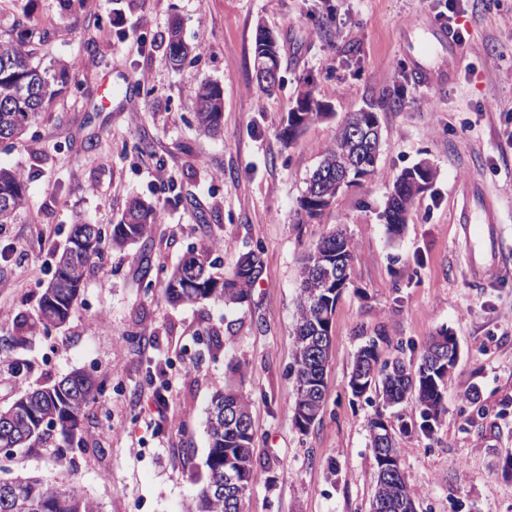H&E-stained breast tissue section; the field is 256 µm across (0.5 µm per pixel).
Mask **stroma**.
I'll use <instances>...</instances> for the list:
<instances>
[{
  "label": "stroma",
  "mask_w": 512,
  "mask_h": 512,
  "mask_svg": "<svg viewBox=\"0 0 512 512\" xmlns=\"http://www.w3.org/2000/svg\"><path fill=\"white\" fill-rule=\"evenodd\" d=\"M464 59L451 80L424 86L418 61L440 68L448 46L431 41L434 0H0V32L13 22L50 32L34 62L68 65L72 83L21 137L0 139V166L20 173L27 201L0 226V408L75 370L104 390L84 412L85 445L55 458L49 448L0 453V480L49 476L75 486L101 512H182L205 480L206 417L218 389L249 397L258 455L272 467L247 493L245 512H368L375 464L367 421L413 419L411 404L384 406L349 386L362 334L389 339L382 356L417 371L422 346L440 330L459 360L432 436L399 433L402 467L419 512H512V0H457ZM179 23L197 57L174 67L167 32ZM272 31L281 56L279 88L259 89L253 44ZM112 80L102 104L99 82ZM221 85L223 131L194 120V89ZM326 105L293 141L281 130L298 92ZM377 113L376 172L341 191L322 215L299 223L306 182L340 125ZM428 162L434 178L399 233L382 213L405 169ZM475 182L494 202L487 240H463L462 188ZM163 201L164 218L145 240L106 252L91 266L61 329H33L55 254L77 220L111 228L132 198ZM343 229L355 245L352 280L331 319L322 419L295 426L288 367L303 255ZM212 245L228 277L242 253L263 270L243 305L175 306L166 274L189 247ZM103 323H95L96 313ZM218 333L219 344L208 341ZM168 382L159 432L147 426L152 388ZM478 391L485 415L466 396Z\"/></svg>",
  "instance_id": "1"
}]
</instances>
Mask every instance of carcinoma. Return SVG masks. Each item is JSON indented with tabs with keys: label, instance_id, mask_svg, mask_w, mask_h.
I'll return each instance as SVG.
<instances>
[{
	"label": "carcinoma",
	"instance_id": "carcinoma-1",
	"mask_svg": "<svg viewBox=\"0 0 512 512\" xmlns=\"http://www.w3.org/2000/svg\"><path fill=\"white\" fill-rule=\"evenodd\" d=\"M48 31L35 26L21 27L16 34L0 37V139H11L25 133L39 112L60 96L69 84L67 66L40 67L31 62L30 44L44 42ZM167 50L173 64L180 66L195 51L181 37L174 24L168 31ZM195 117L204 131L218 135L223 127V88L212 82L195 88ZM418 172L404 171L394 183L386 202L384 217L393 231L407 219L417 192L413 179ZM27 184L12 170L0 168V224L7 223L26 201ZM160 208L141 199L132 200L122 221L105 233L96 224L80 222L73 225L67 246L59 254L54 279L43 289L39 313L29 328L40 327L48 332L64 325L70 317L89 267L102 259L107 247H122L144 238L149 228L158 223ZM344 232L336 231L322 238L306 252L303 259L298 313L294 324L295 352L290 366L294 377L295 399L292 411L298 412L303 392H308L321 420L328 399L325 373L329 355L322 352L318 342L324 331L321 315L335 309L338 295L326 286L322 266L336 262L354 263L355 247L348 243L340 251L337 240ZM262 262L255 252L242 255L233 275L218 277L214 273L216 260L208 246L193 248L168 276L165 295L168 302L195 304L204 301L222 302L226 306L241 305L248 300L261 271ZM433 336L426 344L415 378H402L398 373L405 366L400 358L381 360L380 344L387 342L382 335L367 336L356 351L352 372L361 365L374 362L375 380L381 386L383 400L390 405L410 401L418 411L419 431L429 436L433 424L443 410V390L449 377L439 367L427 366L437 351ZM98 388L92 375L75 371L54 384L35 389L19 397L10 407L0 410V449L34 448L48 445L52 432L57 431L63 445L56 447L62 454L84 443L82 419L84 411L95 398ZM236 404L245 415V423L224 422V405ZM381 416L368 421L369 446L376 466V486L370 500V512H409L416 492L407 483L401 463V450L381 454L374 437V428ZM209 452L206 459L207 479L186 503L184 512H243L242 502L224 492V466L234 464L238 482L250 487L266 463L257 459L254 447L255 430L250 413V401L242 390L227 387L216 392L207 416ZM0 512H100L99 506L73 486H65L47 477H16L0 482Z\"/></svg>",
	"mask_w": 512,
	"mask_h": 512
}]
</instances>
